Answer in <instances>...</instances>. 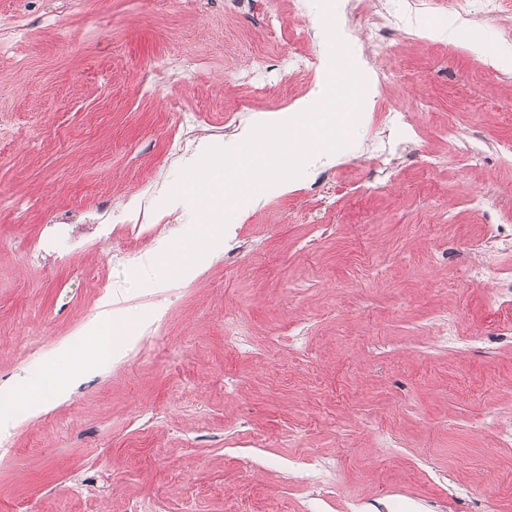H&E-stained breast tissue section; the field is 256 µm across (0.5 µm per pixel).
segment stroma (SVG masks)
<instances>
[{
  "instance_id": "1",
  "label": "stroma",
  "mask_w": 512,
  "mask_h": 512,
  "mask_svg": "<svg viewBox=\"0 0 512 512\" xmlns=\"http://www.w3.org/2000/svg\"><path fill=\"white\" fill-rule=\"evenodd\" d=\"M272 11L0 0V395L43 386L0 445V512H512V338L467 275L512 251L465 248L512 225V68L490 62L512 51V0H335L365 81L346 146L239 203L223 248L168 277L156 259L197 222L168 202L183 170L324 91L313 0ZM385 12L380 52L362 31ZM438 14L466 37L423 36ZM285 48L308 60L287 81ZM107 299L127 345L57 398Z\"/></svg>"
}]
</instances>
